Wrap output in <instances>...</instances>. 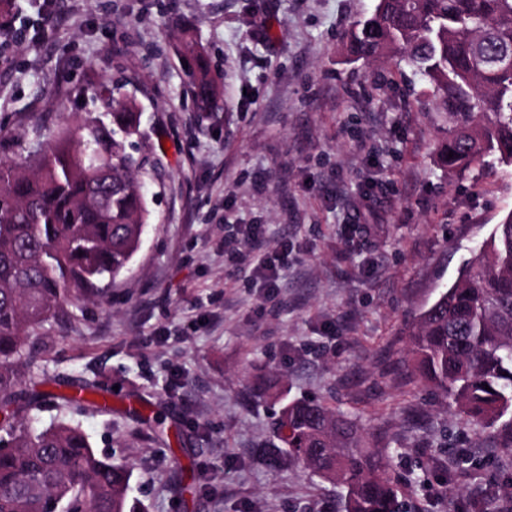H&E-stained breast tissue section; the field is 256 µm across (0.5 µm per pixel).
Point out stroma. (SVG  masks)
Listing matches in <instances>:
<instances>
[{"label": "stroma", "instance_id": "35a3bbf8", "mask_svg": "<svg viewBox=\"0 0 512 512\" xmlns=\"http://www.w3.org/2000/svg\"><path fill=\"white\" fill-rule=\"evenodd\" d=\"M376 0H14L0 38V157L27 155L102 110L125 80L141 114L150 218L106 303L42 323L45 389L85 382L108 407L51 408L127 462L147 512H337L342 488L255 450L282 404L317 399L386 449L408 512H512V460L488 430L401 377L400 332L512 215V164L448 172L450 123L407 65L347 62ZM193 39L221 92L203 111L178 47ZM293 253L265 292L240 227ZM160 404L171 445L117 414Z\"/></svg>", "mask_w": 512, "mask_h": 512}]
</instances>
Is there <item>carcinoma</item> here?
Wrapping results in <instances>:
<instances>
[{
  "instance_id": "obj_1",
  "label": "carcinoma",
  "mask_w": 512,
  "mask_h": 512,
  "mask_svg": "<svg viewBox=\"0 0 512 512\" xmlns=\"http://www.w3.org/2000/svg\"><path fill=\"white\" fill-rule=\"evenodd\" d=\"M352 60L383 56L420 72L453 120L443 165L468 170L490 157L512 164V0H376L350 30ZM193 98L217 97L192 41ZM104 87L107 118L88 116L62 128L31 155L32 169L0 159V512H143L128 498L130 468L99 456L83 430L67 422L26 425L48 403L95 408L104 391L41 390L47 377L29 329L68 306L101 300L127 271L148 219L137 173L147 165L133 136L140 118ZM453 157H448V154ZM410 379L432 387L448 408L490 430L512 457V215L495 225L458 279L406 325ZM281 445L261 448L268 465L282 455L346 489L340 512H403L386 463L354 420L321 403L284 406L275 425Z\"/></svg>"
}]
</instances>
